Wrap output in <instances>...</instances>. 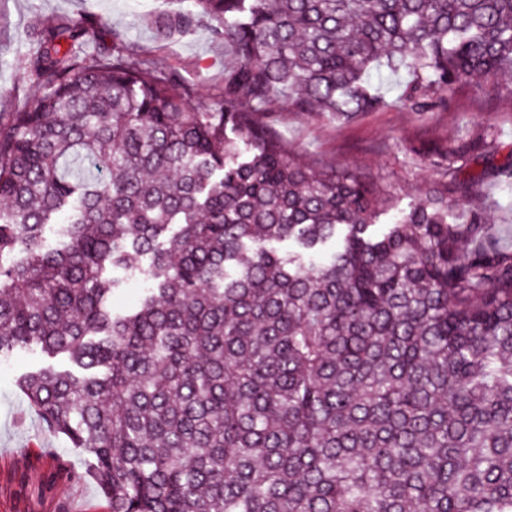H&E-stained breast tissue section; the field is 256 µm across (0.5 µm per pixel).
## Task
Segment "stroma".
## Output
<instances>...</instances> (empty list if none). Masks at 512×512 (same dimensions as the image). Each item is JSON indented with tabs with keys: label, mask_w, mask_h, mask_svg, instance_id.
Segmentation results:
<instances>
[{
	"label": "stroma",
	"mask_w": 512,
	"mask_h": 512,
	"mask_svg": "<svg viewBox=\"0 0 512 512\" xmlns=\"http://www.w3.org/2000/svg\"><path fill=\"white\" fill-rule=\"evenodd\" d=\"M191 0H0V113L20 110L38 92L27 75L37 35L48 24L80 21L90 28L85 46L95 54L113 39L160 66H174L195 88L194 100L209 99L224 79V43L212 37L206 19L166 45L158 44L150 18L191 8ZM386 107L350 123L298 116L285 103L272 108L280 133L300 155L328 157L395 187L401 205L423 197L437 178L423 160L406 162L403 147L428 129L438 138L466 127H497L504 151H512V84L481 79L465 83L448 109L419 116L397 100L406 76L373 73ZM40 353L18 349L0 361V512H110V502L92 476V460L42 423L16 387L20 375L44 365Z\"/></svg>",
	"instance_id": "1"
}]
</instances>
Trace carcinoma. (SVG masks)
<instances>
[{
  "instance_id": "carcinoma-1",
  "label": "carcinoma",
  "mask_w": 512,
  "mask_h": 512,
  "mask_svg": "<svg viewBox=\"0 0 512 512\" xmlns=\"http://www.w3.org/2000/svg\"><path fill=\"white\" fill-rule=\"evenodd\" d=\"M224 41L209 102L175 67L46 27L40 93L0 117V357L93 460L111 512H512V157L495 128L416 137L395 188L306 160L269 117L350 122L512 82V0H193ZM486 166L478 172L470 167ZM394 212L390 224L381 217ZM58 225L61 247L46 248ZM148 256L136 308L109 270Z\"/></svg>"
}]
</instances>
